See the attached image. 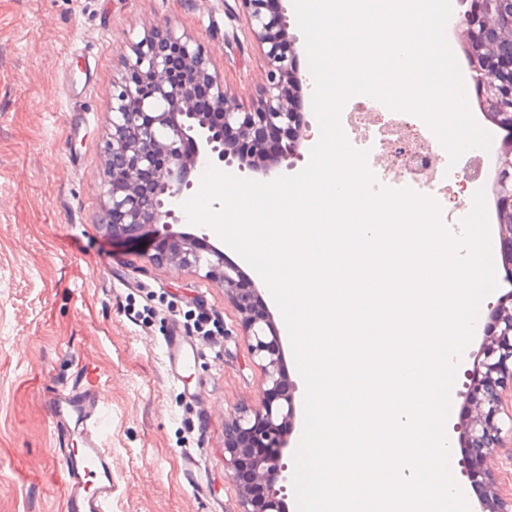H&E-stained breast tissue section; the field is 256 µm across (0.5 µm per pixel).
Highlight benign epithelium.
<instances>
[{
  "mask_svg": "<svg viewBox=\"0 0 512 512\" xmlns=\"http://www.w3.org/2000/svg\"><path fill=\"white\" fill-rule=\"evenodd\" d=\"M250 33L267 47L266 84L257 108L245 112L224 93L210 73L206 51L167 20L139 41L126 63V74L112 94V133L106 146L105 215L112 238L137 240V231L152 228L160 258L207 269L231 294L246 317L250 355L264 375L260 404L224 424L229 478L239 492L238 512H288L279 482L288 480L283 462L286 424L296 406L283 394L282 345L267 311L260 308L257 289L238 267L224 263L218 249L209 257L193 251L187 237L172 231L190 171L200 159L237 165L271 181L282 163L300 156L310 138L303 119V88L307 79L297 67L296 39L288 36L282 0H241ZM471 53L478 84H487L488 42L476 38L471 15L457 23ZM494 193L502 209L512 212V149L499 161ZM505 276L512 278V225L500 234ZM491 326L467 372L466 411L457 429L463 448L472 449L462 464L472 486L484 492L490 512H512V497L491 491L495 477L485 450L502 446L498 415L502 391L512 388V296L490 305Z\"/></svg>",
  "mask_w": 512,
  "mask_h": 512,
  "instance_id": "benign-epithelium-1",
  "label": "benign epithelium"
}]
</instances>
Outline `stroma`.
Wrapping results in <instances>:
<instances>
[{
    "instance_id": "stroma-1",
    "label": "stroma",
    "mask_w": 512,
    "mask_h": 512,
    "mask_svg": "<svg viewBox=\"0 0 512 512\" xmlns=\"http://www.w3.org/2000/svg\"><path fill=\"white\" fill-rule=\"evenodd\" d=\"M168 19L206 46L231 100L256 106L267 63L239 0H0V512H64L46 400L77 382L104 386L112 512H237L224 425L262 390L245 316L204 270L150 262L152 239L115 240L103 223L107 105L135 44ZM176 214L174 231L242 265L284 328L262 278ZM203 310L223 323L219 343L198 338ZM174 326L197 348L178 383Z\"/></svg>"
}]
</instances>
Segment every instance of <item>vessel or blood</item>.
I'll return each mask as SVG.
<instances>
[{
    "label": "vessel or blood",
    "instance_id": "b4317fda",
    "mask_svg": "<svg viewBox=\"0 0 512 512\" xmlns=\"http://www.w3.org/2000/svg\"><path fill=\"white\" fill-rule=\"evenodd\" d=\"M193 350L191 339L170 330L165 357L173 381L181 380ZM104 404L103 390L95 385H74L49 400L67 485L64 512H110L113 461L105 446Z\"/></svg>",
    "mask_w": 512,
    "mask_h": 512
}]
</instances>
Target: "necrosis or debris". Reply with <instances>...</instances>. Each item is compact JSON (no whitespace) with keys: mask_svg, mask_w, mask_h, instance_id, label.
Masks as SVG:
<instances>
[{"mask_svg":"<svg viewBox=\"0 0 512 512\" xmlns=\"http://www.w3.org/2000/svg\"><path fill=\"white\" fill-rule=\"evenodd\" d=\"M340 122L350 145L368 151L367 167L377 188H408L435 199L441 207L442 223L451 233H458L470 212L460 197L469 177L465 171L449 169L446 151L420 117L357 95L345 104ZM392 158L399 161V171L389 169Z\"/></svg>","mask_w":512,"mask_h":512,"instance_id":"obj_1","label":"necrosis or debris"}]
</instances>
